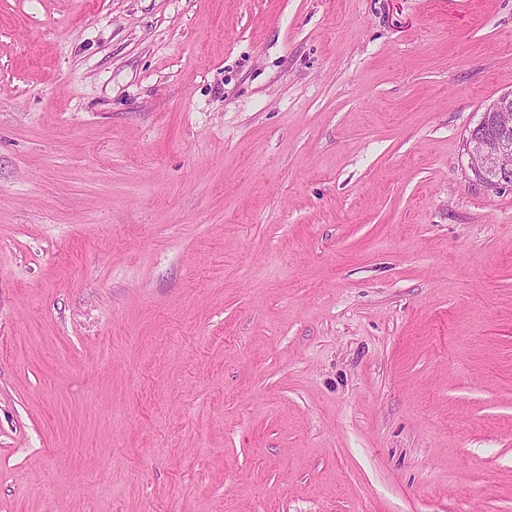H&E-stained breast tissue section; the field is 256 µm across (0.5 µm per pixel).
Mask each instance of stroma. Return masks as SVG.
I'll list each match as a JSON object with an SVG mask.
<instances>
[{"instance_id": "1", "label": "stroma", "mask_w": 512, "mask_h": 512, "mask_svg": "<svg viewBox=\"0 0 512 512\" xmlns=\"http://www.w3.org/2000/svg\"><path fill=\"white\" fill-rule=\"evenodd\" d=\"M512 0H0V512H512ZM485 112L494 116L492 128L484 131L482 123H479L470 130L465 142L472 171L475 178L487 187L512 183V168L503 163L512 155V126L497 119L501 112H512V92L493 100Z\"/></svg>"}]
</instances>
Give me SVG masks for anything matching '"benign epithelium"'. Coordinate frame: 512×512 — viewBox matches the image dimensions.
I'll use <instances>...</instances> for the list:
<instances>
[{
  "label": "benign epithelium",
  "mask_w": 512,
  "mask_h": 512,
  "mask_svg": "<svg viewBox=\"0 0 512 512\" xmlns=\"http://www.w3.org/2000/svg\"><path fill=\"white\" fill-rule=\"evenodd\" d=\"M486 112L495 117L512 112V92L493 100ZM465 146L474 176L481 183L488 187L512 183V168L504 165V159L512 155V126L496 120L485 131L478 125L470 130Z\"/></svg>",
  "instance_id": "7a95c632"
}]
</instances>
